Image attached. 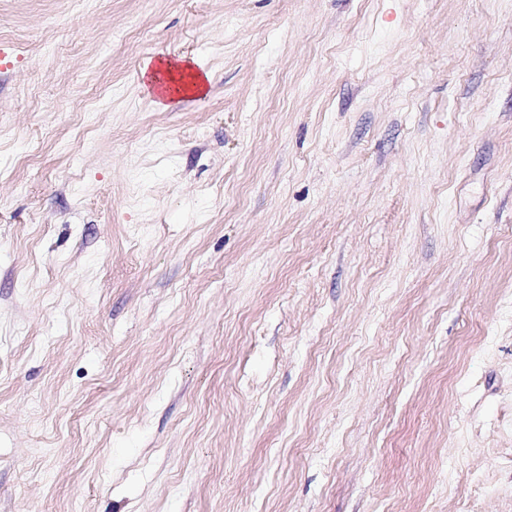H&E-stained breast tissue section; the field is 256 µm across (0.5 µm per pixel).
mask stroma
<instances>
[{
  "label": "stroma",
  "instance_id": "stroma-1",
  "mask_svg": "<svg viewBox=\"0 0 512 512\" xmlns=\"http://www.w3.org/2000/svg\"><path fill=\"white\" fill-rule=\"evenodd\" d=\"M0 42V512H512V0H0ZM160 64L163 66L150 73L147 80L166 106L178 103L189 95L201 94L206 83H209L208 73L198 72L186 62L161 61Z\"/></svg>",
  "mask_w": 512,
  "mask_h": 512
}]
</instances>
